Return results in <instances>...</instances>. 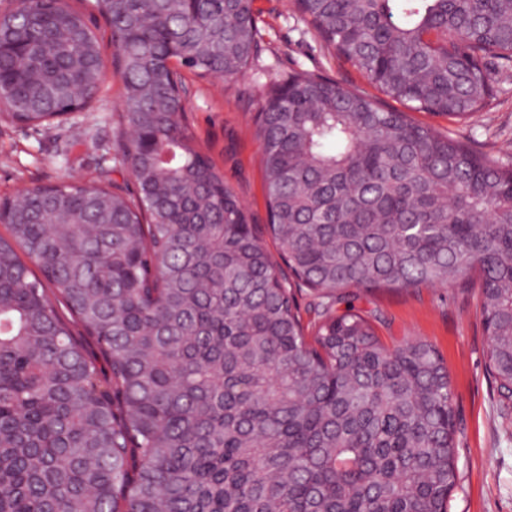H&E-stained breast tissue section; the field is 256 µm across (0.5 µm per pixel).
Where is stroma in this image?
<instances>
[{
	"label": "stroma",
	"mask_w": 512,
	"mask_h": 512,
	"mask_svg": "<svg viewBox=\"0 0 512 512\" xmlns=\"http://www.w3.org/2000/svg\"><path fill=\"white\" fill-rule=\"evenodd\" d=\"M261 49L236 81L201 79L185 72L186 115L197 140L223 172L253 223L268 222L257 124L270 85L296 70L315 71L369 96L378 91L337 52L327 49L293 10L290 0H254ZM496 100L466 124L416 113L418 122L452 130L483 153L512 142V77L498 78ZM120 81L107 75L93 107L60 122L25 126L0 120V199L61 180L84 183L101 171L127 190L135 182L115 167L121 142L114 115L121 110ZM356 309L380 317L385 339L421 338L434 345L450 373L455 393L459 454L450 512H512V407H503L485 371L488 336L477 289L377 290L363 294Z\"/></svg>",
	"instance_id": "1"
}]
</instances>
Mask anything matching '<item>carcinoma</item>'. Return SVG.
<instances>
[{
  "mask_svg": "<svg viewBox=\"0 0 512 512\" xmlns=\"http://www.w3.org/2000/svg\"><path fill=\"white\" fill-rule=\"evenodd\" d=\"M388 97L466 120L484 60L512 70V0H294ZM110 29L136 192L62 181L0 215V512H448V367L386 344L351 304L477 283L486 371L512 402V151L469 143L298 71L267 92L262 230L185 123L178 67L231 81L253 0H91ZM102 37L67 3L0 25V109L41 126L89 106ZM323 299L306 335L293 288ZM79 319L103 375L58 306Z\"/></svg>",
  "mask_w": 512,
  "mask_h": 512,
  "instance_id": "obj_1",
  "label": "carcinoma"
}]
</instances>
